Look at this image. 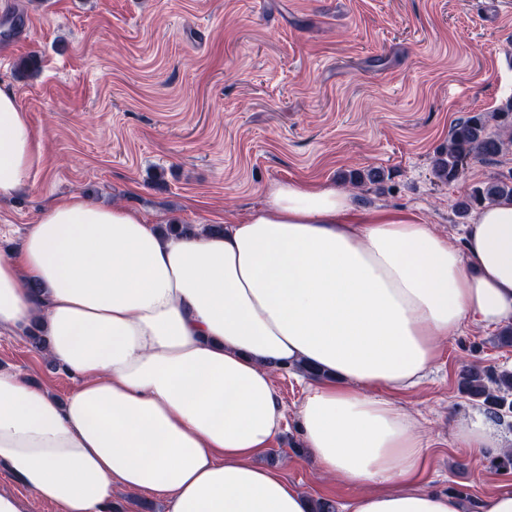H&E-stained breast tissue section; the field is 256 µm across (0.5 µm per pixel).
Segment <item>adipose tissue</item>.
Segmentation results:
<instances>
[{
  "instance_id": "adipose-tissue-1",
  "label": "adipose tissue",
  "mask_w": 512,
  "mask_h": 512,
  "mask_svg": "<svg viewBox=\"0 0 512 512\" xmlns=\"http://www.w3.org/2000/svg\"><path fill=\"white\" fill-rule=\"evenodd\" d=\"M38 137L0 84V196L40 166ZM512 323V202L481 207L459 241L416 214L360 212L316 182L273 187L217 235H166L80 195L48 207L0 260V330L38 326L77 386L60 400L0 370V468L25 494L0 512H107L113 486L165 512H310L254 458L281 432L272 372L307 362L298 425L316 467L359 487L348 512H461L420 488L426 442L399 405L465 325ZM475 453L485 418L454 427Z\"/></svg>"
}]
</instances>
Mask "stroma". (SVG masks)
Wrapping results in <instances>:
<instances>
[{
    "mask_svg": "<svg viewBox=\"0 0 512 512\" xmlns=\"http://www.w3.org/2000/svg\"><path fill=\"white\" fill-rule=\"evenodd\" d=\"M31 55L29 78L16 66ZM0 83L12 85L43 160L0 197V259L50 205L82 194L168 224H220L265 205L288 180L345 192L356 210L404 209L457 239L454 205L512 168V153L446 185L431 171L450 127L512 98V0H0ZM384 172L383 182L350 176ZM399 397L429 443V489L462 512L512 467L453 440L456 420L488 414L459 389L464 366L512 370V343L467 327ZM0 369L65 397L75 379L28 336L0 333ZM281 433L258 458L312 499L349 503L316 468L298 428L308 378L274 373Z\"/></svg>",
    "mask_w": 512,
    "mask_h": 512,
    "instance_id": "obj_1",
    "label": "stroma"
}]
</instances>
